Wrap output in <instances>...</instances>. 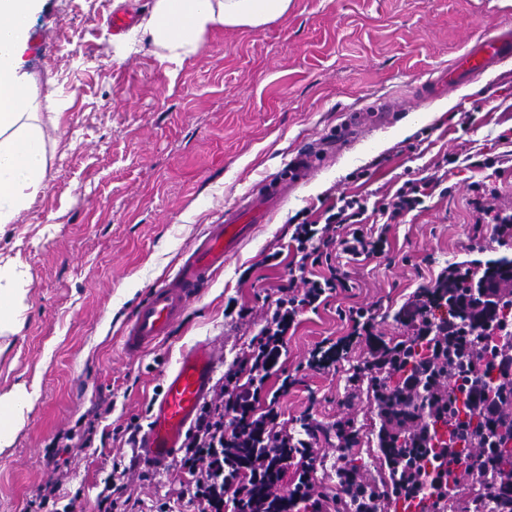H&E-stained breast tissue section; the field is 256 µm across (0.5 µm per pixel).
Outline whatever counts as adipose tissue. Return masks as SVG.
<instances>
[{"label": "adipose tissue", "instance_id": "adipose-tissue-1", "mask_svg": "<svg viewBox=\"0 0 512 512\" xmlns=\"http://www.w3.org/2000/svg\"><path fill=\"white\" fill-rule=\"evenodd\" d=\"M33 0H0V225L13 223L41 189L46 170L42 128L24 122L30 77L14 62ZM291 0H155L144 25L166 57L197 53L211 28H257L288 12Z\"/></svg>", "mask_w": 512, "mask_h": 512}]
</instances>
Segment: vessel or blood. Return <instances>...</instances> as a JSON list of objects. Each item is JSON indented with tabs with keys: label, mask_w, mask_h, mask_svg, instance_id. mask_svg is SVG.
<instances>
[{
	"label": "vessel or blood",
	"mask_w": 512,
	"mask_h": 512,
	"mask_svg": "<svg viewBox=\"0 0 512 512\" xmlns=\"http://www.w3.org/2000/svg\"><path fill=\"white\" fill-rule=\"evenodd\" d=\"M512 58V30L484 36L459 56L440 82L454 85L478 79L488 69ZM395 120L389 103L374 112H350L330 143L298 151L281 170L247 192L223 218L209 225L193 248L181 259L176 273L150 288L127 324L122 346L137 354L169 336L191 300L213 276L223 270L253 236L257 225L267 223L287 202L288 195L319 169L329 152L349 145L353 131L368 125L384 129ZM217 371L210 343L200 341L182 354L177 366L163 374L160 394L153 400L141 446L147 460L156 466L166 464L185 444L196 416L208 398Z\"/></svg>",
	"instance_id": "b4317fda"
}]
</instances>
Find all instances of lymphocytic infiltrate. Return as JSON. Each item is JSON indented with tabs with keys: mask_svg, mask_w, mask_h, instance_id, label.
<instances>
[{
	"mask_svg": "<svg viewBox=\"0 0 512 512\" xmlns=\"http://www.w3.org/2000/svg\"><path fill=\"white\" fill-rule=\"evenodd\" d=\"M473 192L476 224L489 225L501 243L511 242L512 207L497 205L496 187L482 183ZM426 196V183L409 179L394 193L373 202L359 195H340L320 218L295 224L287 285L278 288L262 327L216 383L171 463L186 476L176 500L159 499L144 509L139 502L119 497L129 469L123 460L115 459L97 495L99 512H175L177 500L193 512H340L319 491L313 477L323 426L305 423L299 436L281 419L279 398L293 384L281 360L286 336L296 331L300 315L328 307L339 290L348 288V275L336 265L334 254L362 262L386 253L390 225L421 211ZM486 267L479 259L446 266L430 286L409 296L396 311L395 320L420 344L434 336L479 335L472 313L512 309V278L485 289L464 312L442 299L441 292L477 283L484 278ZM338 315L347 325V334L316 343L307 367L337 370L348 361L352 349L363 344L369 350L368 368L379 376L390 371V346L376 333L374 311L351 306ZM244 447L253 451L246 459L237 454ZM460 448L453 438L431 444L418 481L410 486L391 485L382 492L383 501L400 498L417 512H439L441 489L434 474L445 458L455 457L458 467L471 475L480 473V455L463 454Z\"/></svg>",
	"mask_w": 512,
	"mask_h": 512,
	"instance_id": "f902f5d3",
	"label": "lymphocytic infiltrate"
}]
</instances>
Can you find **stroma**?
<instances>
[{
  "label": "stroma",
  "mask_w": 512,
  "mask_h": 512,
  "mask_svg": "<svg viewBox=\"0 0 512 512\" xmlns=\"http://www.w3.org/2000/svg\"><path fill=\"white\" fill-rule=\"evenodd\" d=\"M154 0H35L17 55L32 78L44 132V187L15 223L0 228V260L20 274L23 321L0 352V397L36 390L11 441L0 447V512L27 505L55 470L96 497L121 443L99 432L82 457L60 447L104 397L109 423L145 416L162 375L181 352L211 341L231 364L258 333L288 278L291 220L317 218L340 193L377 200L409 178L431 177L425 209L392 225L386 256L343 260L353 283L334 307L302 315L287 340L296 383L279 406L288 421L324 426L352 419L348 458L360 477L382 480L381 420L367 386L347 371L303 368L314 345L346 333L337 307L373 306L387 342L407 340L393 319L416 289L452 262L507 255L491 238L469 252L476 182L495 183L512 204V59L477 81L424 99L421 87L479 37L512 28V0H292L258 28L209 30L180 62L150 36L112 35L108 19H147ZM396 109L391 126L354 132L352 143L295 189L271 223L215 275L170 336L137 356L120 333L149 288L174 272L208 224L300 146L335 134L348 110ZM249 309L239 318L240 309Z\"/></svg>",
  "instance_id": "stroma-1"
}]
</instances>
